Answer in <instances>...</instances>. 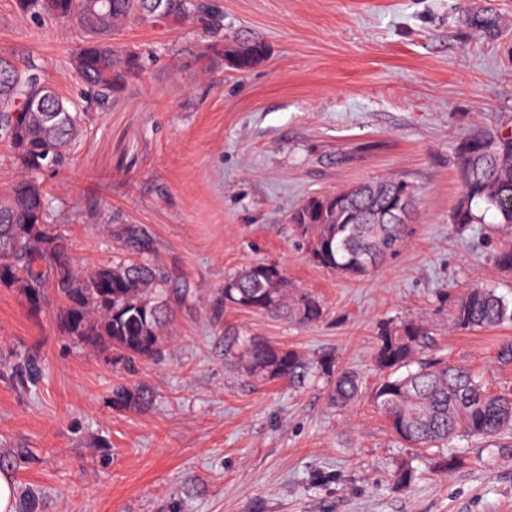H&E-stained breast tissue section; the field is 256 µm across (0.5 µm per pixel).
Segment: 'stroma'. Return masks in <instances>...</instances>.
<instances>
[{"label": "stroma", "mask_w": 512, "mask_h": 512, "mask_svg": "<svg viewBox=\"0 0 512 512\" xmlns=\"http://www.w3.org/2000/svg\"><path fill=\"white\" fill-rule=\"evenodd\" d=\"M224 42L193 21L129 26L116 45L148 56L142 74L90 113L69 166L44 178L69 251L93 266L140 254L167 272L166 344L123 366L76 344L54 307L32 314L0 288V472L16 512H512V439L460 441L444 473L391 436L369 395L376 337L411 320L420 357L447 359L512 393L498 360L512 325L464 331L452 304L475 285L512 300L495 257L512 226L484 213L452 224L463 197L458 140L512 128V0H217ZM494 31L470 24L473 10ZM258 36L268 58L247 72L222 47ZM72 23L37 20L0 0V53L39 59L76 94ZM394 176L416 190L399 252L358 279L313 264L288 214L312 195ZM253 262L285 267L318 296L311 326L224 306L226 275ZM258 334L307 358L334 355L362 398L339 410L324 382L291 389L248 380L224 357V331ZM35 361L36 380L17 375ZM117 384L150 399L112 405ZM420 476L396 487V462Z\"/></svg>", "instance_id": "obj_1"}]
</instances>
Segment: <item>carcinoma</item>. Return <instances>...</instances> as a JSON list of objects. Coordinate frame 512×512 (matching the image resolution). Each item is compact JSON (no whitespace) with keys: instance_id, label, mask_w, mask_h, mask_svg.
<instances>
[{"instance_id":"obj_1","label":"carcinoma","mask_w":512,"mask_h":512,"mask_svg":"<svg viewBox=\"0 0 512 512\" xmlns=\"http://www.w3.org/2000/svg\"><path fill=\"white\" fill-rule=\"evenodd\" d=\"M19 9L76 24L84 35L74 52L81 89L77 97L54 93L42 109L14 118L10 109L19 97L37 92L45 80L32 59L24 67H0V136L13 151L33 154L51 148L43 168L22 160L24 173L58 171L69 164L93 105L112 97L127 77L143 68V55L112 44V35L137 22L194 19L220 38L224 18L218 8L200 0H17ZM224 59L239 71L264 61L267 44L256 37L223 47ZM463 198L452 212L454 224H475V209L493 211L498 224H512V132L472 129L455 146ZM407 182L384 178L334 194L309 198L289 215L298 242L310 259L348 278H360L398 252L407 233L405 217L415 201ZM168 275L139 257L85 267L70 254L51 220L43 184L20 177L0 200V287L15 288L34 312L56 304L55 317L64 332L80 344L108 347L130 363L156 359L167 317L161 297ZM224 307L248 309L272 317L285 315L298 325L324 316L320 299L289 285L284 269L257 262L224 278ZM453 321L461 330L512 323V302L487 287L469 289L454 305ZM225 356L250 378L280 380L300 388L324 378L329 399L338 407L359 396L357 375L336 369L331 355L309 360L261 336L239 337L228 328ZM427 341L420 325L403 321L378 336L376 363L382 373L372 400L387 418L392 433L406 448L429 452L438 469L461 462L455 441L512 435V396L493 394L469 369L443 362H415ZM145 399L141 388H112V405L126 407ZM400 488L418 479L412 461L399 462L393 473Z\"/></svg>"}]
</instances>
